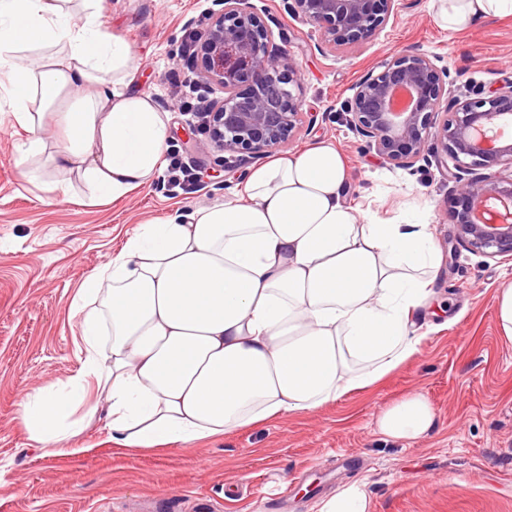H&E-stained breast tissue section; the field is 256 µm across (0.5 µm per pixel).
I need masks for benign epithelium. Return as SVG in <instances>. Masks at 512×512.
<instances>
[{
	"instance_id": "7a95c632",
	"label": "benign epithelium",
	"mask_w": 512,
	"mask_h": 512,
	"mask_svg": "<svg viewBox=\"0 0 512 512\" xmlns=\"http://www.w3.org/2000/svg\"><path fill=\"white\" fill-rule=\"evenodd\" d=\"M213 2L218 9L198 31L189 70L196 82L224 93L208 101L215 148L257 159L285 146L303 124L299 67L285 50H273V31L249 0ZM401 6L402 0H291L289 13L336 51L370 42ZM398 91L409 95L403 109L393 107ZM506 117L512 119V79L471 97L451 89L446 68L409 52L356 84L346 121L390 165L447 168L459 243L512 258V174H503L512 169V137L496 135Z\"/></svg>"
}]
</instances>
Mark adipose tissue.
<instances>
[{"label":"adipose tissue","instance_id":"ef3b65f1","mask_svg":"<svg viewBox=\"0 0 512 512\" xmlns=\"http://www.w3.org/2000/svg\"><path fill=\"white\" fill-rule=\"evenodd\" d=\"M100 2L0 0V89L28 134L19 163L64 202L75 175L99 204L150 183L170 139ZM434 2L451 31L512 15V0ZM51 130L47 174L34 161ZM349 189L344 156L321 142L254 168L246 199L138 225L72 299L77 374L19 401L33 446L73 453L99 420L117 448L191 446L317 410L410 360L413 314L429 305L442 257L429 225L359 216ZM436 423L413 390L377 413L374 432L412 442Z\"/></svg>","mask_w":512,"mask_h":512}]
</instances>
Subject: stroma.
<instances>
[{
	"label": "stroma",
	"instance_id": "obj_1",
	"mask_svg": "<svg viewBox=\"0 0 512 512\" xmlns=\"http://www.w3.org/2000/svg\"><path fill=\"white\" fill-rule=\"evenodd\" d=\"M250 4L298 64L303 109L317 116L287 151L333 143L350 168V203L384 220L430 224L442 253L433 288L443 309L421 317L412 359L316 413L143 453L112 447L100 422L83 454L43 457L19 424L18 402L78 368L69 306L86 277L137 224L243 197L257 166L218 151L191 112L170 106L190 85L185 33L207 24L212 0H104L107 27L136 56V89L167 111L169 143L200 189L171 197L163 175L92 205L77 180L75 201L54 199L23 178L18 147L27 134L0 92V512H319L353 483L368 494L370 512H512V341L500 335L494 309L499 288L512 283V260L456 242L444 172L389 166L344 120L356 83L404 52L436 58L464 91L512 79V15L451 33L437 25L428 0H405L372 41L329 52L319 48L318 31L289 14L287 0ZM414 389L436 408V429L413 444L381 442L375 415Z\"/></svg>",
	"mask_w": 512,
	"mask_h": 512
}]
</instances>
